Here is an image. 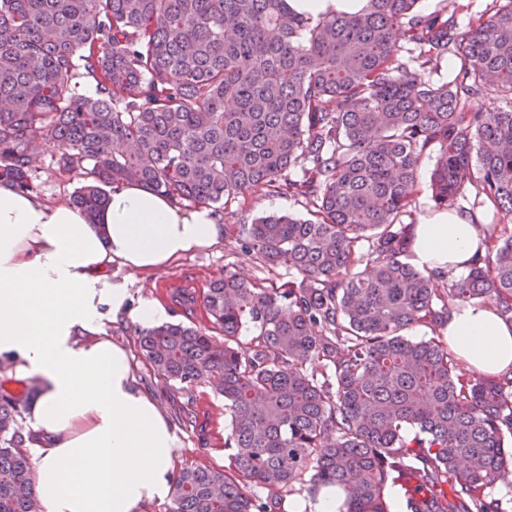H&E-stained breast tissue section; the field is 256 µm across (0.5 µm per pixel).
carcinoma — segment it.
Instances as JSON below:
<instances>
[{
  "mask_svg": "<svg viewBox=\"0 0 512 512\" xmlns=\"http://www.w3.org/2000/svg\"><path fill=\"white\" fill-rule=\"evenodd\" d=\"M419 3L313 19L288 0H0V180L38 191L39 137L90 221L129 182L227 224L260 192L307 213L236 238L267 276L226 269L177 294L190 323L136 330L155 374L208 385L229 420L224 468L180 469L170 512H280L297 484L336 486L340 512H391L392 484L408 512H508L491 480L512 476V377L463 371L444 329L475 300L512 321V227L489 225L460 279L406 252L433 149L437 208L471 189L512 214V0L467 30ZM447 56L453 81H417ZM489 94L509 110L476 108ZM281 268L299 279L275 286ZM417 323L432 336L403 334ZM11 382L0 366V512H39L22 428L36 387Z\"/></svg>",
  "mask_w": 512,
  "mask_h": 512,
  "instance_id": "1",
  "label": "carcinoma"
}]
</instances>
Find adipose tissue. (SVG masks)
Masks as SVG:
<instances>
[{
    "instance_id": "ef3b65f1",
    "label": "adipose tissue",
    "mask_w": 512,
    "mask_h": 512,
    "mask_svg": "<svg viewBox=\"0 0 512 512\" xmlns=\"http://www.w3.org/2000/svg\"><path fill=\"white\" fill-rule=\"evenodd\" d=\"M223 236L212 208L178 206L136 183L119 185L91 222L0 181V359L16 379L38 381L24 421L39 512H140L169 498L180 438L105 325L154 327L170 315L134 302L112 267L150 273ZM484 249L468 214L432 209L415 228L410 261L456 276ZM445 334L467 368L512 372V321L494 307L456 306Z\"/></svg>"
}]
</instances>
